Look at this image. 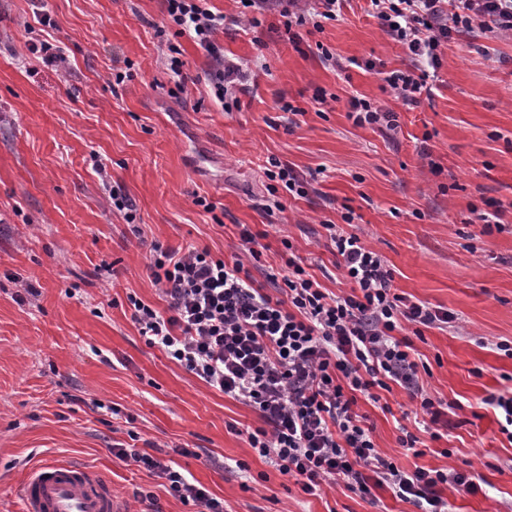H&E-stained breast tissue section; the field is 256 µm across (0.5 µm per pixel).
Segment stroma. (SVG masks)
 <instances>
[{
    "instance_id": "35a3bbf8",
    "label": "stroma",
    "mask_w": 512,
    "mask_h": 512,
    "mask_svg": "<svg viewBox=\"0 0 512 512\" xmlns=\"http://www.w3.org/2000/svg\"><path fill=\"white\" fill-rule=\"evenodd\" d=\"M34 7L0 0V512H19V483L46 460L103 472L127 512H139L140 491L163 512H189L146 470L116 458L119 442L160 446L226 512H417L384 489L373 504L336 486L302 494L247 447L241 431L260 426L257 414L148 346L130 319L128 294L164 305L148 242L229 260L245 225L261 235L254 276L281 266L287 237L337 292L322 224L341 223L349 208L356 232L393 268L398 293L458 323L414 342L432 367L425 386L454 405L440 440L404 419L415 404L396 386L383 395L388 411L359 403L380 451L410 470L482 478L477 493H450L454 512H512V441L484 403L512 388V358L494 348L512 340V37L450 40L431 97L409 110L381 77L408 58L380 31L369 0H346L337 20L296 46L281 40L271 11L260 27L218 36L227 57L254 65L239 109L227 113L208 95L205 54L164 23L163 0H42L64 69L28 58ZM170 42L189 76L181 89L159 58ZM323 47L342 69L322 63ZM116 55L131 64L120 83L110 73ZM369 58L376 70L359 68ZM355 97L393 110L397 129L355 126ZM282 100L299 108L296 124ZM94 153L134 202L140 235L113 214ZM272 157L311 191H279L284 209L270 217L258 202ZM198 196L214 213L195 205ZM490 201L502 227L485 234L473 211ZM405 429L427 441L424 455L401 447Z\"/></svg>"
}]
</instances>
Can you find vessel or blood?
<instances>
[{
  "mask_svg": "<svg viewBox=\"0 0 512 512\" xmlns=\"http://www.w3.org/2000/svg\"><path fill=\"white\" fill-rule=\"evenodd\" d=\"M22 512H126L100 472L47 460L23 479Z\"/></svg>",
  "mask_w": 512,
  "mask_h": 512,
  "instance_id": "b4317fda",
  "label": "vessel or blood"
}]
</instances>
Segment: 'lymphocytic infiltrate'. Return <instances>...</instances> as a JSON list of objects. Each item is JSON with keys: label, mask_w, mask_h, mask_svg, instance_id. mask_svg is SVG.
<instances>
[{"label": "lymphocytic infiltrate", "mask_w": 512, "mask_h": 512, "mask_svg": "<svg viewBox=\"0 0 512 512\" xmlns=\"http://www.w3.org/2000/svg\"><path fill=\"white\" fill-rule=\"evenodd\" d=\"M234 18L213 11L210 0H164L179 37L189 38L211 62L214 101L224 111L252 70L224 54L217 36L227 25L258 27L265 12L278 10L281 37L298 44L302 28L321 30L336 20L343 0H240ZM380 30L404 48L406 68L385 73L390 94L415 108L431 93V74L445 63L455 35L480 29L512 35V0H370ZM352 213L326 224L327 246L338 258L347 291L331 294L309 275L290 239H283L285 265L267 273L275 293L259 284L248 265L257 258V235L242 229L241 255L233 262L192 246H149L147 268L166 307L128 295L131 320L149 346L212 389L255 410L262 424L244 432L249 448L293 480L308 496L323 486L344 484L370 496L389 490L419 512H442L443 488L476 490L471 475L457 471H408L378 449L373 429L359 414V397L379 402L397 384L417 401L422 416L438 424L442 398L424 386L413 340L424 329L446 328V309L395 293L394 273L384 256L350 231ZM114 455L147 470L165 492L192 512H224V502L189 480L171 462L135 448Z\"/></svg>", "instance_id": "1"}]
</instances>
